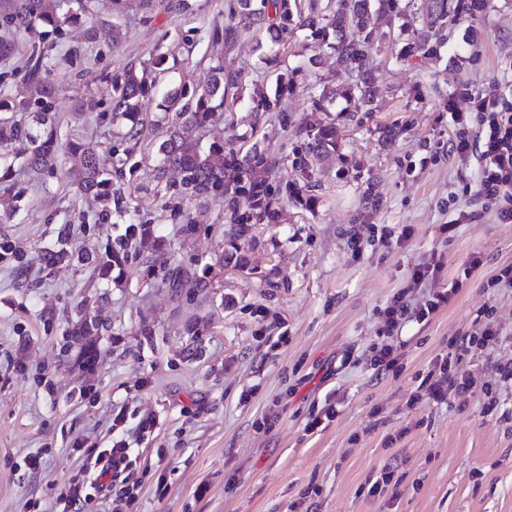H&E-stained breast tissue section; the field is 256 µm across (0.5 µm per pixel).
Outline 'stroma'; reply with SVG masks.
<instances>
[{"label":"stroma","instance_id":"35a3bbf8","mask_svg":"<svg viewBox=\"0 0 512 512\" xmlns=\"http://www.w3.org/2000/svg\"><path fill=\"white\" fill-rule=\"evenodd\" d=\"M193 3L187 15L162 6L131 15L115 44L104 25L110 0H89L101 20L94 33L76 26L47 39L60 137L100 148L112 170L110 212L67 188L70 156L40 173L14 152L0 160V512H48L83 480L86 460L123 436L139 450L126 472L135 500L87 487L99 512H512V388L497 374L512 342L493 358L465 360L474 382L466 395L407 404L485 303L512 333V294L488 285L512 265V224L477 211L483 164L450 152L448 110L467 109V91L489 84L512 100V0H486L477 19L448 26L434 58L417 52L415 30L380 18L368 46V111L339 98L315 113L323 87L348 81L321 36L300 27L272 50L239 28L224 64L239 71L243 100L199 137L228 144L256 129L278 161L269 179L277 216L252 220L244 271L224 260L235 231L224 202L182 197L157 178L160 104L171 90L207 83L214 32L238 7ZM156 61L145 137L128 158L126 124L108 110L111 82ZM280 73L293 92L278 111L252 114L254 86ZM88 97L95 108L82 106ZM314 116L335 124L338 149L307 174L299 160ZM135 207L158 247L130 250L105 276L78 261L127 243ZM61 239L65 257L54 251ZM474 253L483 264L469 273ZM434 254L443 263L437 287L455 294L431 321L406 324L398 369H372L378 310L399 292L421 303L412 272ZM169 268L204 287L173 295ZM87 317L99 329L78 335ZM488 386L502 390L491 414ZM328 403L333 422L305 432L309 413ZM147 418L150 435L136 439ZM33 454L40 469L27 465ZM389 470L398 487L368 495L367 483Z\"/></svg>","mask_w":512,"mask_h":512}]
</instances>
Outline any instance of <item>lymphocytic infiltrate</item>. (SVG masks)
<instances>
[{
	"mask_svg": "<svg viewBox=\"0 0 512 512\" xmlns=\"http://www.w3.org/2000/svg\"><path fill=\"white\" fill-rule=\"evenodd\" d=\"M471 109L452 112L451 119L458 134L452 144L454 154L462 159L480 157L484 169L477 196L482 209L491 212L496 223L512 224V102L497 98L486 88L471 92ZM442 268L440 256H431L418 265L412 274L416 284L428 291L425 302L417 308L410 307L403 295H395L379 315L383 321V340L373 347V367L390 370L398 364L399 336L407 322H429L447 305L450 289H437L434 283ZM495 307L483 308V317L471 330L451 339L448 351L439 364L423 378L410 404L422 401L442 403L449 394L463 395L471 388V381L463 373L461 365L466 356L480 351L492 353L506 338L503 330L493 320ZM138 453L124 438L113 441L109 450L97 455L84 465L87 476L95 482L105 483L107 488L116 487L125 471L136 461Z\"/></svg>",
	"mask_w": 512,
	"mask_h": 512,
	"instance_id": "obj_1",
	"label": "lymphocytic infiltrate"
}]
</instances>
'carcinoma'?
Returning a JSON list of instances; mask_svg holds the SVG:
<instances>
[{"label":"carcinoma","instance_id":"carcinoma-1","mask_svg":"<svg viewBox=\"0 0 512 512\" xmlns=\"http://www.w3.org/2000/svg\"><path fill=\"white\" fill-rule=\"evenodd\" d=\"M70 0H0V61L8 64L20 47V39L36 26H41V40L50 35L62 34L65 25L100 24L112 30V40L122 31L121 21L130 14L144 11L156 4V0H111L112 19L95 21L85 14L83 0H75L79 11L63 14V5ZM396 9L394 0H336L335 9L323 16L326 26L335 34L331 49L352 81L337 92H325L323 100L338 97H356L364 106L372 105L373 66L366 53V40L355 37L350 29L371 35L369 29L373 15L384 10ZM482 9V0H423V6L409 14L429 28H443L448 21L458 22L476 15ZM239 15L249 25L257 26L263 39L272 47L286 44L295 17L302 16L297 0H239ZM26 83L29 96L21 98L14 106L16 112H27L32 121L41 127L33 132L27 121H0V146L16 143L25 145L24 164L31 170L56 168L59 154L58 128L53 115L54 82L51 72L43 69L41 58H36L30 68ZM238 87L237 76L224 70V61L217 59L212 66L210 83L199 90L195 101L184 103V93L175 91L167 100L166 127L158 141L160 156L158 179L167 177L173 170L180 175L179 193L192 198H224L231 218L236 224V235L244 236L246 224L237 213V200L246 196L252 209L267 214L271 207L269 175L276 160L258 143L249 147L211 145L204 147L195 136V130L214 120L228 106L229 91ZM153 89L147 70L130 67L122 78L112 81V116L127 123L126 138L137 139L142 133L141 109ZM288 79L277 76L274 92L256 87L251 96L259 112H271L280 107L288 94ZM310 140L309 152L316 160L336 154V127L314 123L306 127ZM71 154L79 157L80 166L71 172L70 183L78 192L90 195L106 206L112 199V178L102 163L97 148L84 143L70 142ZM128 258L127 252H119L108 245L99 252L80 257L92 262L102 274L120 267Z\"/></svg>","mask_w":512,"mask_h":512}]
</instances>
